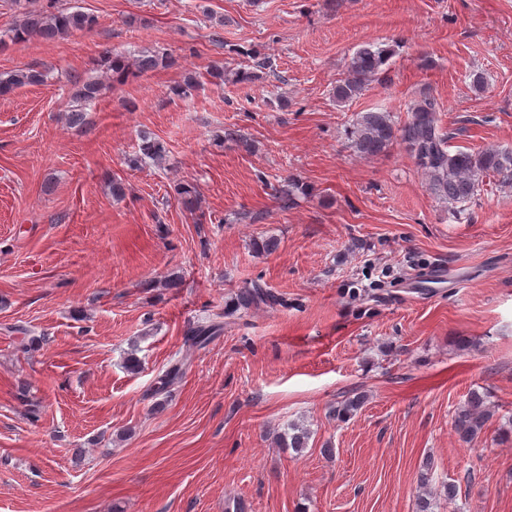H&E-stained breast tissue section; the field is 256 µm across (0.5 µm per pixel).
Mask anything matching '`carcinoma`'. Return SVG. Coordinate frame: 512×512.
I'll return each mask as SVG.
<instances>
[{
    "instance_id": "carcinoma-1",
    "label": "carcinoma",
    "mask_w": 512,
    "mask_h": 512,
    "mask_svg": "<svg viewBox=\"0 0 512 512\" xmlns=\"http://www.w3.org/2000/svg\"><path fill=\"white\" fill-rule=\"evenodd\" d=\"M96 24L94 16L80 10L72 12L39 11L28 12L11 30L12 41L29 37L54 40L73 31L87 30ZM112 76L124 78L131 68L140 73L153 70L166 63V58L146 51L135 64L125 56L109 55ZM388 55L371 44L360 47L351 57L347 71L336 82L334 97L338 103L356 98L369 83L382 77L387 71ZM43 82V75L33 67L19 69L0 79V94L13 89ZM440 106L434 98L418 101L403 121L395 119L386 111L364 112L353 124L351 148L362 158H372L386 151L393 143L402 142L413 153L418 166L423 170L429 189L444 203L450 205L471 202L481 192L484 179L494 176L512 182V151L486 148L471 152L449 151V133L439 126ZM143 155L158 159L164 147L148 133L142 134ZM276 303L277 297L260 288H245L236 295L235 307L247 309L257 303ZM221 330L218 324L198 325L187 332V341L203 348ZM490 413L484 408L483 398L473 393L467 405L455 417V429L465 443L471 442L483 430ZM309 438L307 428L299 424L288 426V432L279 435L280 445L300 451Z\"/></svg>"
}]
</instances>
